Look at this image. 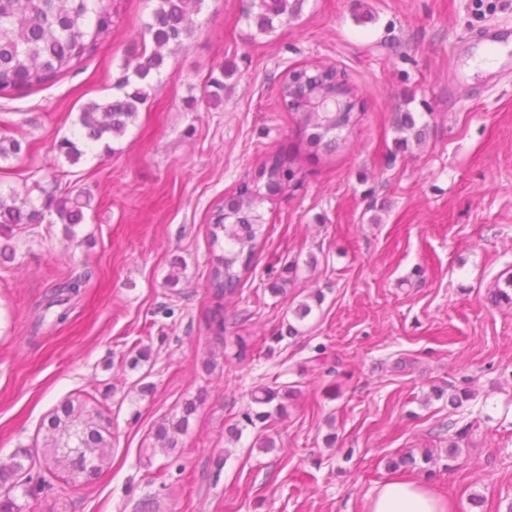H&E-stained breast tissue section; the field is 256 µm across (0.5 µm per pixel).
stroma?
I'll list each match as a JSON object with an SVG mask.
<instances>
[{
	"instance_id": "obj_1",
	"label": "stroma",
	"mask_w": 512,
	"mask_h": 512,
	"mask_svg": "<svg viewBox=\"0 0 512 512\" xmlns=\"http://www.w3.org/2000/svg\"><path fill=\"white\" fill-rule=\"evenodd\" d=\"M156 6L112 0L92 56L48 89L0 92V133L23 146L0 158V194L90 195L74 234L0 226V459L40 453L43 419L78 391L112 418L111 468L89 482L33 468L22 512L59 497L68 512H368L392 459L451 447L433 489L457 512H512V305L489 300L512 271V55L497 74L471 65L476 33L512 37V0H306L268 35L242 0H204L127 132L69 162L56 143L111 98ZM314 65L346 72L361 120L335 154L304 157L293 198L264 203L270 233L224 313L247 344L230 364L203 326L208 223L298 141L279 87ZM408 110L431 119L403 153L394 121ZM80 276L79 295L51 305ZM275 382L286 414L230 438ZM450 387L468 398L437 396ZM195 397L176 448L148 455L156 425ZM266 435L274 447H256Z\"/></svg>"
}]
</instances>
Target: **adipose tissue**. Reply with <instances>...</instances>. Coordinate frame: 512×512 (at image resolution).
Listing matches in <instances>:
<instances>
[{
    "mask_svg": "<svg viewBox=\"0 0 512 512\" xmlns=\"http://www.w3.org/2000/svg\"><path fill=\"white\" fill-rule=\"evenodd\" d=\"M368 512H455V506L425 482L396 473L382 482Z\"/></svg>",
    "mask_w": 512,
    "mask_h": 512,
    "instance_id": "obj_1",
    "label": "adipose tissue"
}]
</instances>
